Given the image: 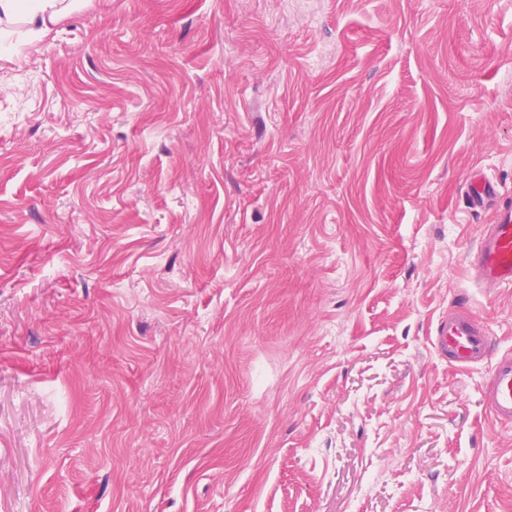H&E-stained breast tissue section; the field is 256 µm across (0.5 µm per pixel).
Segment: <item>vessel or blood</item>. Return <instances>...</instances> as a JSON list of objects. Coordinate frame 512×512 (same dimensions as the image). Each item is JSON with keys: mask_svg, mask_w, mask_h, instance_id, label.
<instances>
[{"mask_svg": "<svg viewBox=\"0 0 512 512\" xmlns=\"http://www.w3.org/2000/svg\"><path fill=\"white\" fill-rule=\"evenodd\" d=\"M467 207L473 212L496 210L495 223L484 227L469 255L473 278L488 290L512 286V200L479 173L468 184ZM429 341L434 352L457 369L488 364L483 397L491 419L512 423V353L495 354L493 336L482 319L469 310L440 317Z\"/></svg>", "mask_w": 512, "mask_h": 512, "instance_id": "vessel-or-blood-1", "label": "vessel or blood"}]
</instances>
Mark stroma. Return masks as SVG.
I'll return each instance as SVG.
<instances>
[{
  "instance_id": "1",
  "label": "stroma",
  "mask_w": 512,
  "mask_h": 512,
  "mask_svg": "<svg viewBox=\"0 0 512 512\" xmlns=\"http://www.w3.org/2000/svg\"><path fill=\"white\" fill-rule=\"evenodd\" d=\"M0 42V512H512L431 348L512 198V0H84Z\"/></svg>"
}]
</instances>
